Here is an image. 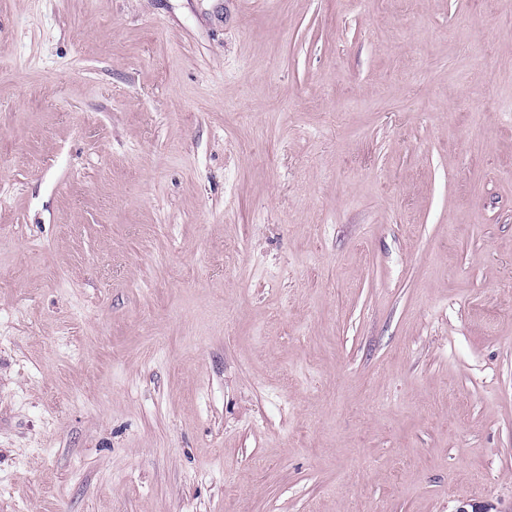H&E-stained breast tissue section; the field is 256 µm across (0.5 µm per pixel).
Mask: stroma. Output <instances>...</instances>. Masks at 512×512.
<instances>
[{
	"mask_svg": "<svg viewBox=\"0 0 512 512\" xmlns=\"http://www.w3.org/2000/svg\"><path fill=\"white\" fill-rule=\"evenodd\" d=\"M512 512V0H0V512Z\"/></svg>",
	"mask_w": 512,
	"mask_h": 512,
	"instance_id": "stroma-1",
	"label": "stroma"
}]
</instances>
